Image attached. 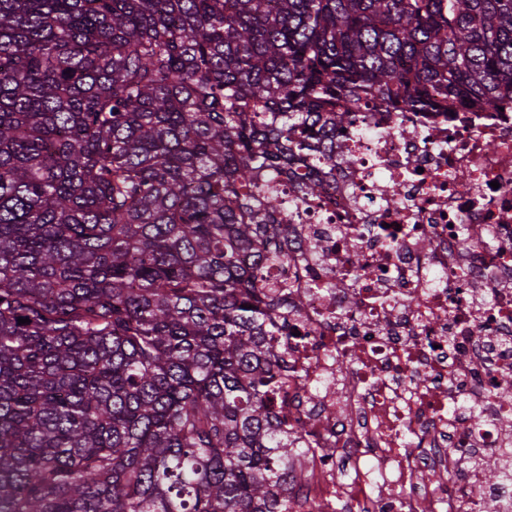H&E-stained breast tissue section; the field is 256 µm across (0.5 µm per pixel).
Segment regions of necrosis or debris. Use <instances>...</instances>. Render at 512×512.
<instances>
[{"label":"necrosis or debris","mask_w":512,"mask_h":512,"mask_svg":"<svg viewBox=\"0 0 512 512\" xmlns=\"http://www.w3.org/2000/svg\"><path fill=\"white\" fill-rule=\"evenodd\" d=\"M337 143L344 178L289 216L288 259L268 269L304 304L287 345L271 343L278 403L310 446L292 512L340 497L351 512H457L467 492L477 512H505L512 486L485 472L512 444L498 396L512 374V110L360 112ZM458 224L494 247L464 245ZM356 258L368 275L336 286ZM461 399L481 419L448 416Z\"/></svg>","instance_id":"necrosis-or-debris-1"}]
</instances>
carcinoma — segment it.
Wrapping results in <instances>:
<instances>
[{
  "instance_id": "obj_1",
  "label": "carcinoma",
  "mask_w": 512,
  "mask_h": 512,
  "mask_svg": "<svg viewBox=\"0 0 512 512\" xmlns=\"http://www.w3.org/2000/svg\"><path fill=\"white\" fill-rule=\"evenodd\" d=\"M509 100L512 0H0V512H288L289 207Z\"/></svg>"
}]
</instances>
